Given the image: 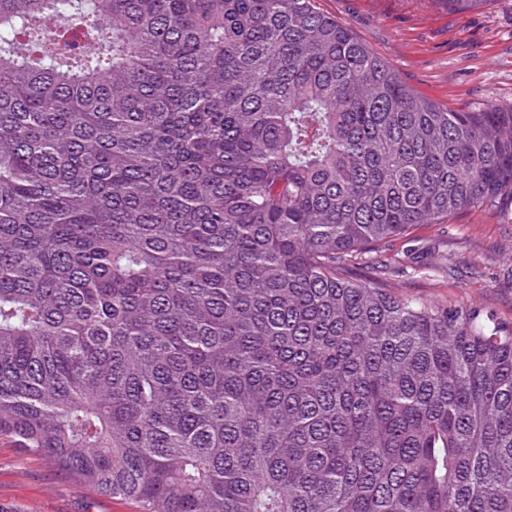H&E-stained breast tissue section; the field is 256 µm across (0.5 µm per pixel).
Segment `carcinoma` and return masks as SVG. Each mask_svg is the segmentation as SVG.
<instances>
[{"label":"carcinoma","instance_id":"carcinoma-1","mask_svg":"<svg viewBox=\"0 0 512 512\" xmlns=\"http://www.w3.org/2000/svg\"><path fill=\"white\" fill-rule=\"evenodd\" d=\"M315 0H0V438L142 512H512V329L344 275L512 199Z\"/></svg>","mask_w":512,"mask_h":512}]
</instances>
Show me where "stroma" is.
<instances>
[{"instance_id":"obj_1","label":"stroma","mask_w":512,"mask_h":512,"mask_svg":"<svg viewBox=\"0 0 512 512\" xmlns=\"http://www.w3.org/2000/svg\"><path fill=\"white\" fill-rule=\"evenodd\" d=\"M418 95L458 111L512 106V0L451 12L440 0H317ZM368 273L421 302L474 305L512 328V201L476 204L445 224H415ZM80 487L44 455L0 440V512H139Z\"/></svg>"}]
</instances>
